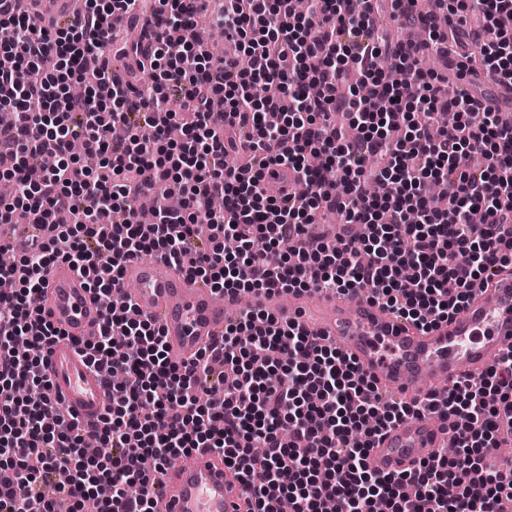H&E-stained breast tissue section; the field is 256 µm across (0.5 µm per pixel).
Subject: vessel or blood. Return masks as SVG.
Returning a JSON list of instances; mask_svg holds the SVG:
<instances>
[{"instance_id":"1","label":"vessel or blood","mask_w":512,"mask_h":512,"mask_svg":"<svg viewBox=\"0 0 512 512\" xmlns=\"http://www.w3.org/2000/svg\"><path fill=\"white\" fill-rule=\"evenodd\" d=\"M72 0H6L9 10L31 7L44 24H69ZM290 173L277 166L264 170L260 184L274 196L287 186ZM124 277L135 285L133 308L158 323L168 356L180 367L192 366L202 352L222 339L237 308L236 296L191 280L161 258L128 262ZM252 306L283 320L300 318L352 356L377 389L409 403L440 397L458 381L481 374L512 349V274L497 276L490 288L476 292L462 316L422 331L363 297L326 298L306 311L305 296L295 292L254 293ZM39 316L61 331L49 348L42 370L53 399L80 420L93 424L109 402L107 387L84 350L94 342L101 308L87 279L68 264H56L48 277ZM448 430L435 413L409 417L388 428L371 448L367 464L380 474L397 475L437 457ZM158 512H253L240 481L222 456L193 450L166 466L155 490Z\"/></svg>"}]
</instances>
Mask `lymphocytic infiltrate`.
Masks as SVG:
<instances>
[{
	"label": "lymphocytic infiltrate",
	"instance_id": "obj_1",
	"mask_svg": "<svg viewBox=\"0 0 512 512\" xmlns=\"http://www.w3.org/2000/svg\"><path fill=\"white\" fill-rule=\"evenodd\" d=\"M78 21L45 27L0 16V224L32 227L31 250L0 267V512H155L165 464L192 449L223 456L256 512H507L512 472L492 450L512 439V351L430 407L448 420L458 452L411 471L379 475L365 463L377 435L418 406L382 395L325 336L299 321L252 309L229 323L221 344L192 368L169 360L161 327L113 306L129 260L154 255L191 278L236 294L298 290L366 292L420 329L464 308L475 287L512 266V126L479 98L447 96L426 77L424 50L447 54L437 16L414 0H390L394 19L422 24L417 53L385 43L374 0H224L218 17L239 55L188 43L171 55L173 32L204 12L200 0H156L151 48L125 43L108 16L137 17L144 0H80ZM484 25L483 68L512 84V0H459ZM128 58L148 82L114 80L107 52ZM403 81L387 79L383 55ZM355 69L369 95L335 92ZM87 82L89 93L61 90ZM279 96H259V84ZM350 114V126L336 113ZM451 113L437 128L435 114ZM245 163L229 165L241 143ZM288 168L293 187L266 195L260 175ZM155 188L177 202L139 223L137 203ZM224 202L214 210L213 200ZM365 227L354 242L347 227ZM58 262L89 275L103 306L89 347L97 369L122 367L97 424L55 406L39 367L59 337L36 318ZM94 437L107 453L85 447Z\"/></svg>",
	"mask_w": 512,
	"mask_h": 512
}]
</instances>
